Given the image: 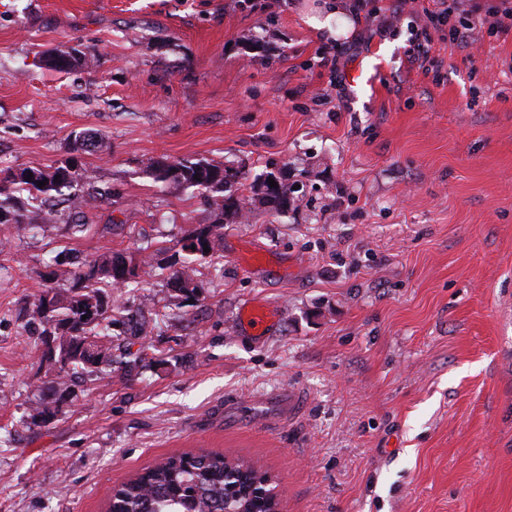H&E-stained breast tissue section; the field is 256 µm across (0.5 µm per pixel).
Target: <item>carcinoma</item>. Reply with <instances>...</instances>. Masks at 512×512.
<instances>
[{"label": "carcinoma", "instance_id": "1", "mask_svg": "<svg viewBox=\"0 0 512 512\" xmlns=\"http://www.w3.org/2000/svg\"><path fill=\"white\" fill-rule=\"evenodd\" d=\"M144 172L154 183L176 184L204 199L214 220L200 224L177 241L181 258L170 265L169 282L179 281L173 298L188 300L201 288L195 262L209 252L192 250L188 241L199 239L215 251L224 219L242 212V200L224 195L238 172L222 164L150 160ZM92 177L74 158L52 171L28 167L0 179V224H49L57 221L58 203L76 191L91 186ZM45 186L38 187V182ZM156 272L153 256L140 250L124 255L107 253L86 257L74 269L59 268L52 273L68 288H47L35 298L30 323L50 337L48 345L65 353L66 363L58 366L42 351L40 362L54 371L48 393L32 403L28 417L33 424L46 423L62 412L69 394L68 377L80 369L98 377L112 367V326L122 325V333L138 339L147 335L148 322L139 310L126 309L122 320L112 318V304L104 289L126 285ZM269 476L244 461H229L221 453L171 455L144 469L124 483L109 502L108 512H224L232 499L237 512H276V496L267 489Z\"/></svg>", "mask_w": 512, "mask_h": 512}]
</instances>
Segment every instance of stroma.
<instances>
[{"mask_svg":"<svg viewBox=\"0 0 512 512\" xmlns=\"http://www.w3.org/2000/svg\"><path fill=\"white\" fill-rule=\"evenodd\" d=\"M369 8L0 0V172L53 170L90 131L78 157L109 192L46 232L0 225V512H106L156 460L201 452L266 471L280 512H512V28L475 29L468 60L421 5ZM423 31L430 70L408 56ZM61 48L86 65L47 67ZM151 158L283 169L298 190L225 220L194 302L160 276L112 289L113 314L152 320L143 368L74 378L32 424L50 374L27 312L59 262L144 247L165 266L210 221L143 175ZM251 302L275 313L260 336L235 328Z\"/></svg>","mask_w":512,"mask_h":512,"instance_id":"obj_1","label":"stroma"}]
</instances>
